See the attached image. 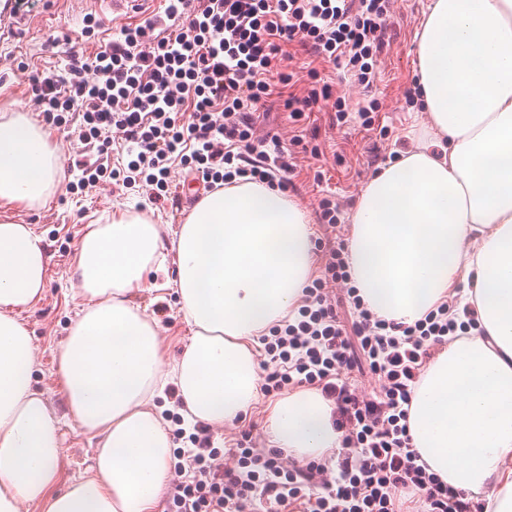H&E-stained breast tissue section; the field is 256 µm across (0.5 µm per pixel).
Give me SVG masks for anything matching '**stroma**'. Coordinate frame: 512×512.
Wrapping results in <instances>:
<instances>
[{"label": "stroma", "mask_w": 512, "mask_h": 512, "mask_svg": "<svg viewBox=\"0 0 512 512\" xmlns=\"http://www.w3.org/2000/svg\"><path fill=\"white\" fill-rule=\"evenodd\" d=\"M429 0H395L387 21L385 46L379 57L378 74L370 90L348 83L329 65L318 71L335 91L350 102L369 97L377 100L379 112L372 129L352 123L336 126L330 107L314 109L303 122L307 136L313 137L321 155L314 158L301 153L298 168L286 193L297 199L309 214L313 239L332 240L333 234L321 218L320 202L325 196L335 198L339 207L341 234H349V215L355 208L366 184L381 166L394 159L399 151L409 149L410 135H424L419 116L421 103L417 85V40L423 13ZM82 18L73 16L62 0H37L25 21L18 23L13 36L0 39V90H5L14 109L33 113L34 95L30 78L46 66L64 62L73 52H94L86 42ZM60 162L59 189L47 207L15 209L14 222L31 225L43 235L50 257L48 283L40 300L21 310L20 318L29 328L37 348L34 371L36 386L48 396L58 413L63 414L62 465L65 479L88 477L97 440L66 415L65 395L61 387L57 361V344L66 336L71 322L81 308L76 297L71 271L76 262V246L90 224L107 221L113 212L129 211L150 216L162 224L164 235H172L195 206L194 199L173 193L164 204L156 205L144 188L130 190L104 184L77 194L68 184L76 180L77 161H91L95 152L73 142L60 131H52ZM323 171V182H315V171ZM163 303L153 302L149 293L138 294L137 304L159 325L164 340V360L172 362L187 343L191 330L178 313V297L165 290ZM270 400L258 403L234 425L214 428V438L224 447H234L242 432H249L257 447L266 442V408Z\"/></svg>", "instance_id": "stroma-1"}]
</instances>
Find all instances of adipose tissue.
<instances>
[{
  "label": "adipose tissue",
  "instance_id": "1",
  "mask_svg": "<svg viewBox=\"0 0 512 512\" xmlns=\"http://www.w3.org/2000/svg\"><path fill=\"white\" fill-rule=\"evenodd\" d=\"M427 134L381 167L353 210L348 263L376 316L413 323L458 294L480 335L443 348L410 407L429 472L512 512V0H430L418 36ZM45 130L0 112V209L44 207L60 183ZM300 203L258 183L202 198L171 240L148 216L114 213L78 243L84 304L58 345L69 413L98 439L89 478L64 481L57 411L33 377L16 317L41 298L48 255L27 224L0 218V512H150L173 443L156 398L175 387L186 421L234 423L258 398L255 339L285 319L314 273ZM175 254L178 311L194 331L165 363L156 323L134 305L160 290ZM332 406L301 390L268 409V444L300 459L340 447Z\"/></svg>",
  "mask_w": 512,
  "mask_h": 512
}]
</instances>
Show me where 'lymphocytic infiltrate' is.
I'll return each instance as SVG.
<instances>
[{
    "label": "lymphocytic infiltrate",
    "instance_id": "1",
    "mask_svg": "<svg viewBox=\"0 0 512 512\" xmlns=\"http://www.w3.org/2000/svg\"><path fill=\"white\" fill-rule=\"evenodd\" d=\"M394 0H167L162 18L121 28L117 39L89 55H71L64 69L33 75L36 109L84 146L94 162L80 164L73 190L104 183L148 188L154 201L172 193V174L189 170L208 190L239 183L286 189L296 169L292 149L258 135L255 114L283 97L293 120L331 103L337 125L359 116L372 127L376 101L351 108L331 87L293 91L284 72L296 44L344 77L371 88ZM323 271L303 290L300 305L259 338L261 391L277 396L309 387L333 405L342 434L333 456L299 462L278 448H256L249 437L215 446L198 422L164 512H402L412 494L422 512H482L478 502L442 483L420 464L409 432L414 392L436 352L475 335L472 308L438 305L414 323L375 316L351 283L346 244L335 238ZM341 287L343 298L333 289ZM371 375L378 390L359 379Z\"/></svg>",
    "mask_w": 512,
    "mask_h": 512
}]
</instances>
